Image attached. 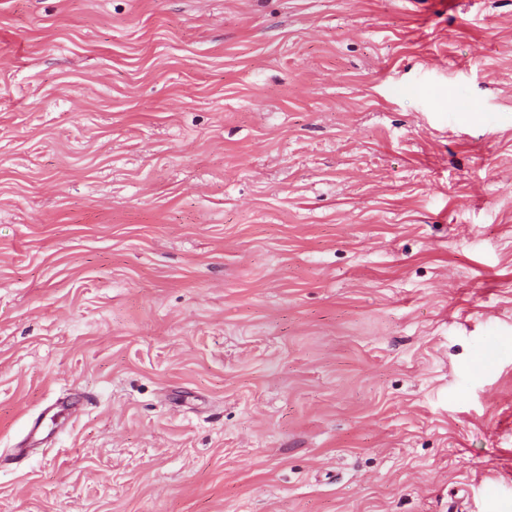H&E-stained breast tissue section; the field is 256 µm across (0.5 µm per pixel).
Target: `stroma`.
Listing matches in <instances>:
<instances>
[{"instance_id":"35a3bbf8","label":"stroma","mask_w":512,"mask_h":512,"mask_svg":"<svg viewBox=\"0 0 512 512\" xmlns=\"http://www.w3.org/2000/svg\"><path fill=\"white\" fill-rule=\"evenodd\" d=\"M0 512H512V0H0Z\"/></svg>"}]
</instances>
